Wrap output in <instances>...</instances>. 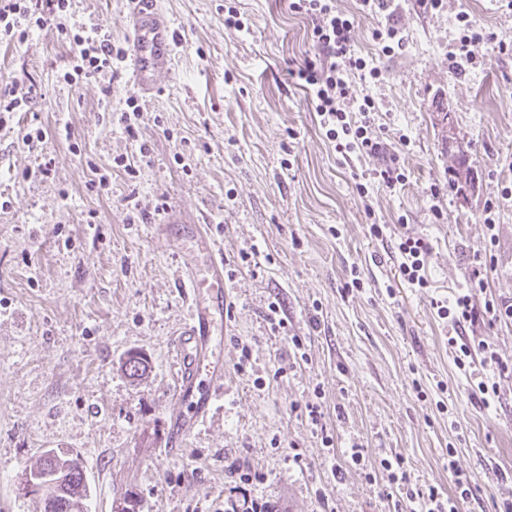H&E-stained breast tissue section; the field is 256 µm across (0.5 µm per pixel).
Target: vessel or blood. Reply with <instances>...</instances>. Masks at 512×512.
Here are the masks:
<instances>
[{
    "instance_id": "b4317fda",
    "label": "vessel or blood",
    "mask_w": 512,
    "mask_h": 512,
    "mask_svg": "<svg viewBox=\"0 0 512 512\" xmlns=\"http://www.w3.org/2000/svg\"><path fill=\"white\" fill-rule=\"evenodd\" d=\"M130 34L126 58L127 85L149 94L155 77L174 52L170 21L160 0H126ZM180 236L200 254L199 263L185 273L192 295L189 321L176 335L175 397L184 411L172 421L168 454L186 448L191 434L202 426L224 390V370L212 366L224 343V312L228 307L224 290V256L212 243L202 224L183 227Z\"/></svg>"
}]
</instances>
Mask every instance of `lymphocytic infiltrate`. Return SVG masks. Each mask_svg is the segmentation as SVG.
<instances>
[{
  "label": "lymphocytic infiltrate",
  "instance_id": "1",
  "mask_svg": "<svg viewBox=\"0 0 512 512\" xmlns=\"http://www.w3.org/2000/svg\"><path fill=\"white\" fill-rule=\"evenodd\" d=\"M291 6L312 22L315 55L305 59L293 72L307 94L310 109L316 112L321 127L335 141L339 153H379L383 144L371 134L374 101L367 97L358 101L355 110L359 117L355 120L349 119L342 108L343 102L352 96L350 72H364L373 79L380 76L377 67L368 66L355 49L353 21L338 10L336 0H292ZM361 6L366 15L385 19L374 31L383 52L402 46V31L392 19L394 0H361ZM70 7L71 0H0V42L25 43L35 30L52 23L72 49L71 63L60 74L64 83L76 85L104 71L118 73L125 65L124 44L113 41L110 25L68 24ZM397 251L402 280L413 288L427 287L425 243L404 236L397 244ZM470 492L468 480L459 476L455 479L454 495L432 487L425 492L406 490L405 498L411 512H458L460 501L467 499Z\"/></svg>",
  "mask_w": 512,
  "mask_h": 512
}]
</instances>
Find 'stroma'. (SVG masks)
<instances>
[{
    "instance_id": "stroma-1",
    "label": "stroma",
    "mask_w": 512,
    "mask_h": 512,
    "mask_svg": "<svg viewBox=\"0 0 512 512\" xmlns=\"http://www.w3.org/2000/svg\"><path fill=\"white\" fill-rule=\"evenodd\" d=\"M162 2L182 40L133 138L111 116L130 94L124 75L59 81L71 50L55 26L0 44V77L41 90L0 127V512H42L22 482L51 449L80 455L90 512H119L130 492L137 512H227L246 497L288 512H409L395 507L381 465L398 455L424 490L454 493V474L464 473L471 494L459 512H501L512 501V323L480 317L461 327L464 343L488 344L508 365L487 407L475 391L485 372L458 369L452 326L435 303L481 264L491 271L477 300L512 302V5L443 0L426 10L398 0L405 41L385 54L360 0H336L354 19L358 54L381 72L354 90L374 100L385 150L345 157L287 73L311 53V23L290 0ZM228 4L250 31L225 25ZM462 11L492 35L466 68L449 57ZM70 14L125 40L126 0H72ZM441 103L478 173L465 193L448 181ZM65 123L81 155L58 137ZM30 126L47 133L32 150L21 143ZM139 141L150 163L139 162ZM390 153L404 163V187L371 181L360 196L355 175L371 180ZM46 155L50 176L25 178ZM118 157L134 173L115 167ZM96 167L111 171L108 189L95 184ZM160 198L182 223L208 225L230 302L224 395L179 456L165 448L179 410L173 344L191 300L180 281L187 257L157 228ZM134 202L139 224L125 221ZM405 235L428 246V287L398 277ZM245 252L254 264L241 262ZM273 302L286 331L271 329ZM131 352L150 363L138 380L123 366ZM354 445L363 465L348 455ZM235 462L253 468L252 483L230 475Z\"/></svg>"
}]
</instances>
